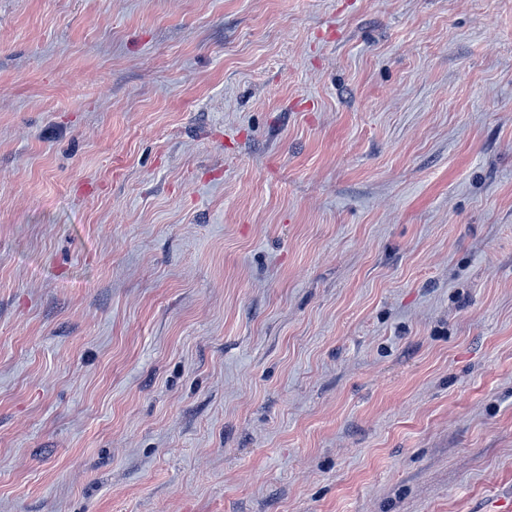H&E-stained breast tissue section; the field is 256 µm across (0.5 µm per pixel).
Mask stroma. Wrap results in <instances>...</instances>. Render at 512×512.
Listing matches in <instances>:
<instances>
[{
  "mask_svg": "<svg viewBox=\"0 0 512 512\" xmlns=\"http://www.w3.org/2000/svg\"><path fill=\"white\" fill-rule=\"evenodd\" d=\"M0 512H512V0H0Z\"/></svg>",
  "mask_w": 512,
  "mask_h": 512,
  "instance_id": "obj_1",
  "label": "stroma"
}]
</instances>
